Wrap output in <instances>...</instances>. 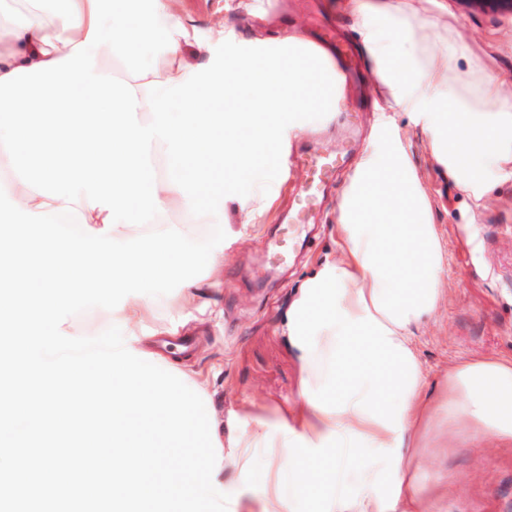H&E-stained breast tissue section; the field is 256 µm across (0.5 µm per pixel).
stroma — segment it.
I'll list each match as a JSON object with an SVG mask.
<instances>
[{
  "instance_id": "35a3bbf8",
  "label": "stroma",
  "mask_w": 512,
  "mask_h": 512,
  "mask_svg": "<svg viewBox=\"0 0 512 512\" xmlns=\"http://www.w3.org/2000/svg\"><path fill=\"white\" fill-rule=\"evenodd\" d=\"M260 13L248 16L239 0H174L184 24L200 44L190 55L214 56L215 30L226 40L251 46L257 34L284 35L299 30L314 39L329 27L358 33L343 10V0H250ZM417 7L438 16L449 32L461 33L474 56L502 83L512 102V12L497 6L465 7L460 0H416ZM358 74L345 87L343 108L353 111L351 126L313 121L308 132L296 135L293 147L303 146L346 158L318 207L307 239L286 266L270 269L262 253L266 225L276 223L291 205L286 186L302 184L301 170L282 166L270 191L276 197L263 221L241 228L237 204L224 199V277L220 288L207 290L193 305H184L179 292L151 300V310L131 339L152 354H164L207 392V408L216 425L217 444L229 434L250 432L252 415L265 418L271 433L288 417L301 380V367L283 332L296 289L324 258L336 253V202L356 161L370 147L380 96L366 57L356 53ZM406 136L408 151L421 183L433 203L432 220L443 234L448 251L445 273L447 301L418 325V355L428 389L437 392L451 363L474 356L512 358V179L495 182L483 208L474 210L460 187L430 155L427 136L408 113H394ZM474 244H467V236ZM428 470L447 477L446 496L433 512H512V450L492 442L474 448L425 449Z\"/></svg>"
}]
</instances>
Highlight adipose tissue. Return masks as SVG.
Here are the masks:
<instances>
[{
    "label": "adipose tissue",
    "mask_w": 512,
    "mask_h": 512,
    "mask_svg": "<svg viewBox=\"0 0 512 512\" xmlns=\"http://www.w3.org/2000/svg\"><path fill=\"white\" fill-rule=\"evenodd\" d=\"M346 8L382 104L371 149L338 198L336 254L296 290L284 324L302 369L286 433L271 436L260 419L224 452L225 469L239 474L254 449H267L256 512H431L440 484L421 464L423 448L444 435L512 447V359L457 361L439 394L426 390L412 336L444 301L448 253L392 118L406 112L421 125L435 161L479 208L493 181L512 177V109L499 77L475 61L471 95L454 72L468 42L435 34L405 0H347ZM90 10V0H32L26 12L1 16L0 77L71 54L86 39ZM158 13L176 49L159 56L154 78L179 83L192 68L191 35L172 0H159ZM0 183L22 209L61 205L24 186L1 149Z\"/></svg>",
    "instance_id": "ef3b65f1"
}]
</instances>
